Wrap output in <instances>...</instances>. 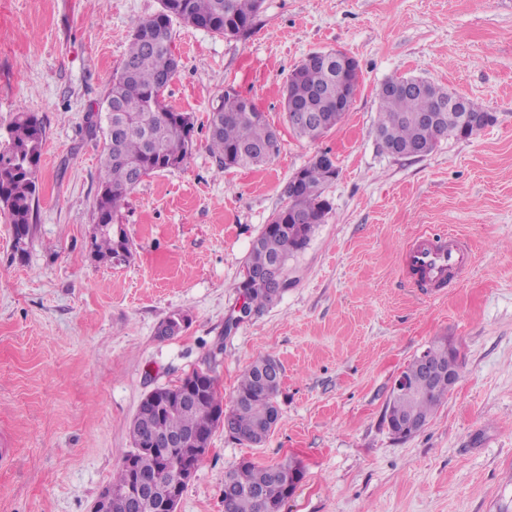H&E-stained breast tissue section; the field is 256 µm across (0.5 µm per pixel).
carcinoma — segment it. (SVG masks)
Returning a JSON list of instances; mask_svg holds the SVG:
<instances>
[{"label":"carcinoma","instance_id":"obj_1","mask_svg":"<svg viewBox=\"0 0 512 512\" xmlns=\"http://www.w3.org/2000/svg\"><path fill=\"white\" fill-rule=\"evenodd\" d=\"M162 10L135 29L120 72L113 78L105 100V115L95 113L91 131L102 129L105 155L101 163L99 190L94 202V231L91 250L99 259H123L132 254V243L122 224L121 211L128 196L151 174L172 169L171 159L187 161L194 148L191 117L165 104L163 92L173 79L178 60L172 51L174 24L190 25L216 34L240 37L252 29L263 0H161ZM360 69L356 62L342 71L307 56L285 81L284 94L296 105L284 107L294 133L315 141L335 128L355 97ZM378 91V146L381 150H406L427 155L448 138L466 139L474 130L465 116H477L483 108L462 99V108L436 113L430 126L422 116L439 105H448L456 94L423 79L395 76ZM46 129L32 112L17 113L8 141L0 148V205L8 215L13 235L31 238L33 213L38 192L39 169ZM208 148L222 167L259 166L279 151L276 131L255 102L233 89L224 90L213 108L208 130ZM334 159L327 152L315 156L301 168L299 184L289 180L284 193L288 204L280 210L254 240L247 270L268 272L275 267L288 271V260L304 251L317 225L323 223L331 206L323 197L331 182ZM236 288L247 299V308L259 311L270 303L267 292L257 285L240 282ZM188 318L174 314L157 327L159 336H176ZM433 363L445 369L459 366V353L448 348V338H440L425 349ZM421 360L408 364L400 377L405 387L392 391L386 405V418L392 431L401 432L409 418L426 424L434 409L448 396V383L430 384L421 376ZM203 378L202 397L182 409L171 399L178 397L184 384L156 388L159 401L147 403L129 427L133 448L125 452L111 486L121 490L134 475L147 481L155 494L163 489L155 483L159 470L166 471V486L179 483L178 465L189 455L186 448L168 450L167 463L150 450L152 438L182 435L211 438L222 426L230 437L252 445L263 443L280 419L278 395L282 366L273 356L252 361L242 374L230 407L218 391L216 379L194 370L186 378ZM303 476L298 463L286 461L257 466L241 462L224 476L231 488L226 498L229 512H282L293 494L295 477Z\"/></svg>","mask_w":512,"mask_h":512}]
</instances>
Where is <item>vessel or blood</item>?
I'll return each instance as SVG.
<instances>
[{
  "instance_id": "obj_1",
  "label": "vessel or blood",
  "mask_w": 512,
  "mask_h": 512,
  "mask_svg": "<svg viewBox=\"0 0 512 512\" xmlns=\"http://www.w3.org/2000/svg\"><path fill=\"white\" fill-rule=\"evenodd\" d=\"M473 250L458 234L442 232L413 238L401 257V266L416 288H446L471 267Z\"/></svg>"
}]
</instances>
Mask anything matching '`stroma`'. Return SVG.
<instances>
[{
  "label": "stroma",
  "instance_id": "35a3bbf8",
  "mask_svg": "<svg viewBox=\"0 0 512 512\" xmlns=\"http://www.w3.org/2000/svg\"><path fill=\"white\" fill-rule=\"evenodd\" d=\"M160 0H0V136L17 112L46 127L36 221L25 253L0 215V512H90L130 450L141 398L198 369L232 399L250 362L284 374L281 419L259 446L223 429L178 512H224V475L249 460L297 461L283 512H512V0H264L227 38L176 25L164 93L191 113L183 166L145 178L122 211L130 260L90 255L104 152L89 132L138 22ZM342 50L362 79L321 139L293 135L282 88L315 51ZM416 76L480 103L492 124L425 156L376 142L377 92ZM251 98L279 133L266 164L220 169L206 142L224 89ZM330 152L331 211L288 262L291 286L237 321L253 240L288 199L291 176ZM468 238L474 262L424 298L400 274L425 229ZM188 325L157 337L168 316ZM449 337L461 370L427 424L385 425L396 377Z\"/></svg>",
  "mask_w": 512,
  "mask_h": 512
}]
</instances>
